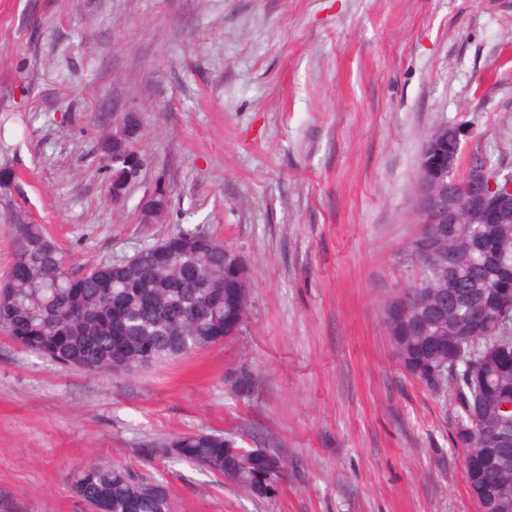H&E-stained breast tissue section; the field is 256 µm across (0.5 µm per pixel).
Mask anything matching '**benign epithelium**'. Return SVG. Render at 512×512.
<instances>
[{
  "mask_svg": "<svg viewBox=\"0 0 512 512\" xmlns=\"http://www.w3.org/2000/svg\"><path fill=\"white\" fill-rule=\"evenodd\" d=\"M474 130L456 125L448 132V142L432 138L426 142L425 156L413 197L418 224H458L460 204L480 224H502L512 209V172L493 171L480 166L473 155L465 154L468 138ZM158 196L152 188L140 200L141 222L152 224L161 213L154 206Z\"/></svg>",
  "mask_w": 512,
  "mask_h": 512,
  "instance_id": "obj_1",
  "label": "benign epithelium"
}]
</instances>
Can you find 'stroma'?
I'll use <instances>...</instances> for the list:
<instances>
[{
    "label": "stroma",
    "instance_id": "obj_1",
    "mask_svg": "<svg viewBox=\"0 0 512 512\" xmlns=\"http://www.w3.org/2000/svg\"><path fill=\"white\" fill-rule=\"evenodd\" d=\"M116 101L146 159L117 203L97 151ZM0 121V276L20 212L76 270L198 226L253 278L232 336L134 375L0 333V512H90L72 473L99 461L163 480L178 512H476L453 402L401 370L381 310L417 274L432 130L470 124L512 170V0H0ZM159 180L168 208L139 223ZM199 430L284 455L280 492L147 459Z\"/></svg>",
    "mask_w": 512,
    "mask_h": 512
}]
</instances>
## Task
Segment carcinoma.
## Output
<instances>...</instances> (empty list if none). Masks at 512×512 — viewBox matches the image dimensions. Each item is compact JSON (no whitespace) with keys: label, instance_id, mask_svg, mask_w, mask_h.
<instances>
[{"label":"carcinoma","instance_id":"obj_1","mask_svg":"<svg viewBox=\"0 0 512 512\" xmlns=\"http://www.w3.org/2000/svg\"><path fill=\"white\" fill-rule=\"evenodd\" d=\"M141 138L101 136L107 190L121 180L119 159L142 155ZM15 228L12 268L0 280V329L57 365L131 375L206 348L245 316L224 242L197 227L82 273L62 263L44 225L18 217ZM407 250L418 275L381 311L393 355L430 392L451 396V443L464 453L481 512H512V218L441 224ZM147 455L192 465L257 498L277 493L288 477L277 452L215 431L174 435ZM74 490L92 512L176 509L167 484L109 463L77 468Z\"/></svg>","mask_w":512,"mask_h":512}]
</instances>
